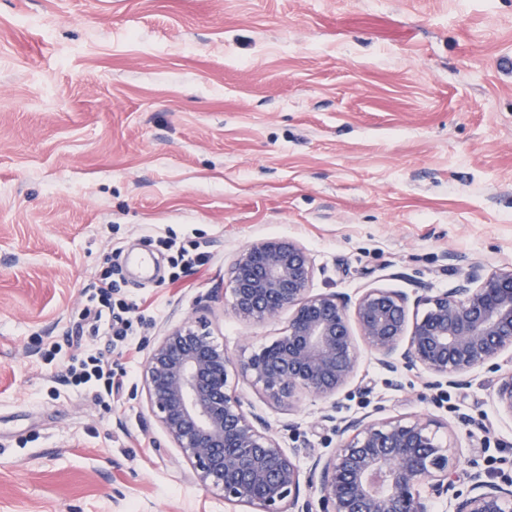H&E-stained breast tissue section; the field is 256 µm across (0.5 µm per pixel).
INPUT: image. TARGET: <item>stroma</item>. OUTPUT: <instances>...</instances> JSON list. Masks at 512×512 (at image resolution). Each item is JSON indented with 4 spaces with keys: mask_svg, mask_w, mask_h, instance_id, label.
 <instances>
[{
    "mask_svg": "<svg viewBox=\"0 0 512 512\" xmlns=\"http://www.w3.org/2000/svg\"><path fill=\"white\" fill-rule=\"evenodd\" d=\"M207 265L173 277L158 237ZM307 251L313 292L435 295L512 265V0H0V512H256L201 485L151 417L143 367L204 319L236 359L288 326L247 324L225 293L237 251ZM160 265L139 286L129 261ZM151 306L135 354L78 334L110 266ZM109 352L111 407L64 385L40 347ZM231 387L301 469L334 421L425 415L459 458L512 469L495 373L439 395L362 354L335 406ZM333 421H326V414Z\"/></svg>",
    "mask_w": 512,
    "mask_h": 512,
    "instance_id": "obj_1",
    "label": "stroma"
}]
</instances>
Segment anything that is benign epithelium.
Here are the masks:
<instances>
[{
  "label": "benign epithelium",
  "mask_w": 512,
  "mask_h": 512,
  "mask_svg": "<svg viewBox=\"0 0 512 512\" xmlns=\"http://www.w3.org/2000/svg\"><path fill=\"white\" fill-rule=\"evenodd\" d=\"M305 248L266 239L240 250L230 271L231 310L261 323L288 310L284 334L244 361L216 345L202 321L166 330L144 370L150 412L180 449L196 479L230 504L257 512H433L450 496L453 512H512V477L469 474L455 490L451 448L438 444L422 415L353 417L336 427V450L304 472L298 450L280 447L262 419L229 386L236 374L280 404L307 393L336 400L353 377L358 343L384 369H416L431 389H463L471 373L499 371L495 402L512 417V265L473 266L451 292L409 301L406 293L369 288L355 301L310 292Z\"/></svg>",
  "instance_id": "1"
}]
</instances>
